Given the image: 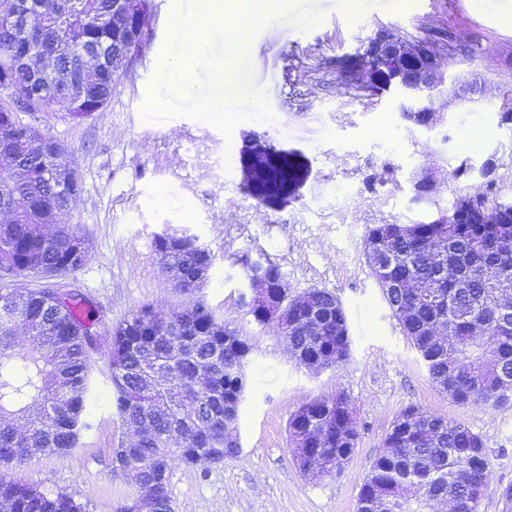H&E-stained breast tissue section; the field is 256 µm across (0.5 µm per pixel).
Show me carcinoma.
Segmentation results:
<instances>
[{"instance_id": "obj_1", "label": "carcinoma", "mask_w": 512, "mask_h": 512, "mask_svg": "<svg viewBox=\"0 0 512 512\" xmlns=\"http://www.w3.org/2000/svg\"><path fill=\"white\" fill-rule=\"evenodd\" d=\"M26 45L0 17V276L39 272L60 278L80 268L88 249L72 225L62 222L81 190L78 168L66 147L22 121L19 99L33 93L45 107L65 112L107 110L112 73L124 68L112 50L128 43L131 21L112 25V0H37ZM86 45L107 51L88 65ZM33 48L52 69L38 84L17 60ZM473 221L455 219L459 201L429 222L377 224L364 251L386 305L443 392L462 387L459 406L484 404L481 395L512 388V223L483 196L468 197ZM197 236L167 232L154 239L162 262L177 270L176 288L191 294L213 261L193 246ZM392 281L422 285L426 300ZM322 318L320 335L305 328L307 310L288 306V347L301 359L346 353V313L334 295L305 291ZM89 301L70 288L0 292V512H85L72 495L44 491L8 477V471L45 453L67 454L77 445L96 358L107 361L115 414L123 429L138 434L127 448L112 449L110 473L123 477L127 498L144 496L155 512H174L170 472L174 463L199 465L197 449L224 447V427L235 432L246 390L244 364L252 339L215 316L202 301L182 309L143 307L116 325L85 313ZM489 329L482 339L473 325ZM440 329L444 335H433ZM494 353L500 369L448 378L460 355ZM392 452L377 457L360 488L379 512H427L436 492L454 512H478L489 466L473 465L480 436L460 422L404 410L384 442Z\"/></svg>"}]
</instances>
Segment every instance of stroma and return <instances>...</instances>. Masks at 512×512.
<instances>
[{
  "mask_svg": "<svg viewBox=\"0 0 512 512\" xmlns=\"http://www.w3.org/2000/svg\"><path fill=\"white\" fill-rule=\"evenodd\" d=\"M154 37L133 65L114 73L106 112L74 116L53 106L23 114L67 147L82 189L64 218L89 251L67 277L110 322L147 304L181 308L203 300L218 317L253 337L245 364L240 451L221 464L174 465L175 512H358L364 477L383 450L396 417L415 407L463 423L480 435L490 465L480 512H512L502 493L512 486V403L461 407L431 382L409 338L392 316L364 254L377 224L428 222L457 196L485 190L512 201V0H291L314 16L306 25L277 18L276 34L255 32L250 71L270 116L242 113L230 132L187 112L152 116L144 107L169 45L178 0H155ZM408 38H433L453 54V73L477 80L485 98L463 102L454 87L440 98L448 119L433 130L405 122L399 93L379 95L342 82L336 61L362 51L382 27ZM254 134L303 154L311 174L299 200L273 211L241 190V150ZM477 142L466 150L464 141ZM495 165V185L477 176L454 179L463 163ZM432 170L437 188L413 200V179ZM186 229L214 255L197 296L179 292L153 247L165 229ZM278 266L291 294L333 292L347 316L348 360L311 374L292 359L274 329L254 324L242 304L246 267ZM88 400L91 427L70 454H44L16 467L15 480L63 490L86 512H116L121 478L108 472L124 435L112 413L106 361ZM344 394L358 431L341 474L315 479L298 468L288 442L290 416L320 396Z\"/></svg>",
  "mask_w": 512,
  "mask_h": 512,
  "instance_id": "1",
  "label": "stroma"
}]
</instances>
